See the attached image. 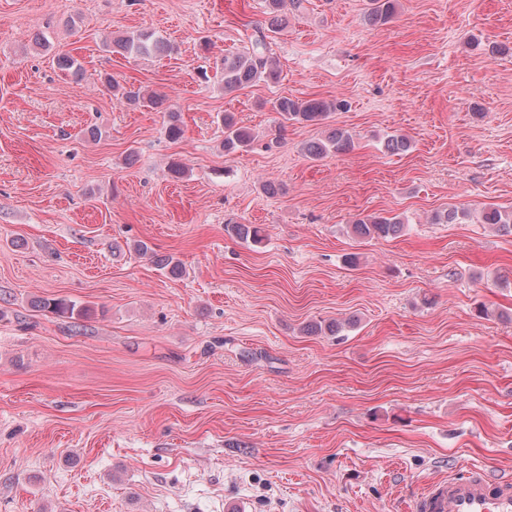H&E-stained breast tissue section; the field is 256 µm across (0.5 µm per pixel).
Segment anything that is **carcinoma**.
<instances>
[{
  "mask_svg": "<svg viewBox=\"0 0 512 512\" xmlns=\"http://www.w3.org/2000/svg\"><path fill=\"white\" fill-rule=\"evenodd\" d=\"M268 26L257 30V35L250 41L251 47L242 53H230L224 56V92L231 93L251 86L258 82L275 83L278 81V70L269 55L270 35L277 33L278 20L284 13L287 0H266ZM394 12L393 0H368L366 17L369 22L383 25ZM112 48L120 54L149 56L164 50V42L150 30H142L136 34L123 36L112 41ZM119 100L129 106H143L160 109L167 115V134L174 141L182 138L183 127L178 112L166 106V97L146 95L141 90L115 87ZM346 106L342 101H326L322 99L299 100L281 96L273 102V111L279 115L280 125L298 123L320 125L329 119L332 112ZM224 124V152L236 153L247 148L253 141V135L246 128L238 125L235 118L226 114L222 117ZM352 135L340 128H333L323 138L313 140L305 145L306 154L320 159L329 153H343L352 149ZM384 149L391 154H400L410 148L409 139L403 134L387 137ZM469 217L465 211L455 209L440 211L432 216L434 224H455ZM480 223L491 224L499 229L512 232V211L497 208L484 210ZM403 228V221L397 216H386L381 213L366 214L356 218L351 224L352 234L362 240L390 238L397 236ZM225 232L243 242L259 245L265 239L261 227L255 224L229 222L224 226ZM44 308L60 316H83L87 309H79L73 302L64 298L46 299L41 301Z\"/></svg>",
  "mask_w": 512,
  "mask_h": 512,
  "instance_id": "1",
  "label": "carcinoma"
}]
</instances>
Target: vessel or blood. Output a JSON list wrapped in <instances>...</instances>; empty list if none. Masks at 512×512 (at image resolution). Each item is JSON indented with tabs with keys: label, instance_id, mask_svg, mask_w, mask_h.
I'll list each match as a JSON object with an SVG mask.
<instances>
[{
	"label": "vessel or blood",
	"instance_id": "b4317fda",
	"mask_svg": "<svg viewBox=\"0 0 512 512\" xmlns=\"http://www.w3.org/2000/svg\"><path fill=\"white\" fill-rule=\"evenodd\" d=\"M411 512H512V479H493L480 469L452 474L427 484Z\"/></svg>",
	"mask_w": 512,
	"mask_h": 512
}]
</instances>
